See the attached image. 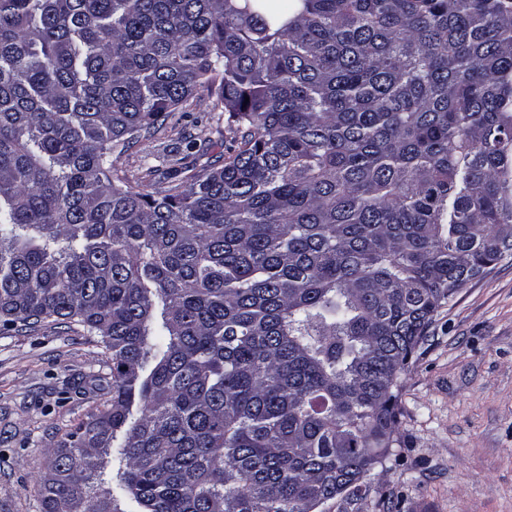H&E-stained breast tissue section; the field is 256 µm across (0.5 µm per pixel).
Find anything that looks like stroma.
<instances>
[{"instance_id": "1", "label": "stroma", "mask_w": 512, "mask_h": 512, "mask_svg": "<svg viewBox=\"0 0 512 512\" xmlns=\"http://www.w3.org/2000/svg\"><path fill=\"white\" fill-rule=\"evenodd\" d=\"M215 98L194 92L141 133L116 168L130 181L164 156L198 164L235 144ZM112 395V362L67 320L0 334V512H41L49 452ZM396 443L361 500L322 512H512V258L469 281L436 315L397 400Z\"/></svg>"}]
</instances>
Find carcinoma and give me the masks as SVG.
<instances>
[{
	"label": "carcinoma",
	"instance_id": "cac0c4a2",
	"mask_svg": "<svg viewBox=\"0 0 512 512\" xmlns=\"http://www.w3.org/2000/svg\"><path fill=\"white\" fill-rule=\"evenodd\" d=\"M215 91L240 139L132 186ZM512 256V0H0V327L72 320L112 396L42 512L366 494L434 316ZM215 99L206 88H199L186 107L169 112L162 127L151 129L149 133L141 132L127 151L120 155L115 153V167L123 170L135 185L148 167L159 165L162 168L163 157L170 151L179 152L180 156L192 152L198 165L224 157L236 146L235 134L225 121L228 115L213 111ZM189 142L196 147L187 149Z\"/></svg>",
	"mask_w": 512,
	"mask_h": 512
}]
</instances>
